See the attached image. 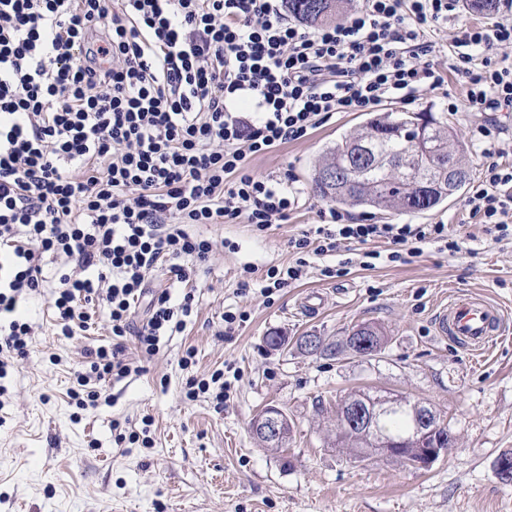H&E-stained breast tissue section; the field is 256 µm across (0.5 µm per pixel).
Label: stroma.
Returning <instances> with one entry per match:
<instances>
[{
    "mask_svg": "<svg viewBox=\"0 0 512 512\" xmlns=\"http://www.w3.org/2000/svg\"><path fill=\"white\" fill-rule=\"evenodd\" d=\"M483 14L466 10L448 17L433 39L430 64L443 72L444 90L421 88L413 102L384 103L383 112L429 110L446 118L466 140L471 180L485 159L472 130L492 120L512 139V112L449 111L448 96L463 97L461 76L452 69L453 40ZM365 115L339 112L302 140L280 144L249 158L257 175L292 171L302 191L291 219L264 233L246 223L197 224L214 242L209 261L185 283L195 296L182 333L144 360L145 371L108 384L106 400L86 410L68 391L81 368L83 347L107 342L99 308L81 335L66 338L54 325L51 297L63 259L45 257V280L21 303L34 334L25 358L10 368L0 397V512H512V482L501 481L498 458L512 452V330L476 359L452 341L437 339V308L477 294L512 317V245L484 235L465 207V193L446 207L422 212H372L380 224H459L470 234L468 251L451 254L427 244L413 263L352 265L346 276L322 270L354 257L345 243L333 255L311 258L303 277L260 292L270 267H287L289 239L319 222L327 203L312 188L327 145L355 132ZM256 269L249 293L238 290L244 266ZM323 297L318 314L305 315L309 292ZM242 311L244 322L226 329L225 311ZM371 323L385 336L373 355L324 359L295 347L307 334L347 336ZM287 335L290 347L273 350L269 332ZM195 353L190 370L179 361ZM223 370L228 397L215 410L207 396L185 397L189 375ZM365 389L403 395L429 404L455 437V444L428 467L415 469L374 455L361 460L325 442V425L336 400ZM269 405L287 410L294 439L287 455L260 447L250 435L252 417ZM148 430L151 447L117 442L113 422Z\"/></svg>",
    "mask_w": 512,
    "mask_h": 512,
    "instance_id": "35a3bbf8",
    "label": "stroma"
}]
</instances>
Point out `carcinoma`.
I'll return each instance as SVG.
<instances>
[{"label":"carcinoma","mask_w":512,"mask_h":512,"mask_svg":"<svg viewBox=\"0 0 512 512\" xmlns=\"http://www.w3.org/2000/svg\"><path fill=\"white\" fill-rule=\"evenodd\" d=\"M353 0H285L288 15L312 27L332 24L346 12ZM427 119L434 140L443 153L437 160L448 163L466 153V144L458 138L448 122L433 112H391L382 118L369 114L358 131L341 137L336 144L323 152L322 164L336 168L340 179L326 184L313 176L314 189L320 198L338 206H351L377 211L420 212L441 206L448 197L460 191L468 174L437 182L425 191V203L418 206L413 198L419 193L414 180L429 173L432 162L422 155L416 156L413 166H405L407 157L414 152L408 139L414 121ZM363 139L372 140L368 156L358 154V144ZM410 426L409 416L388 414L377 419L376 430L356 432L341 427L331 432L330 445L338 448H376L378 437L402 436Z\"/></svg>","instance_id":"1"}]
</instances>
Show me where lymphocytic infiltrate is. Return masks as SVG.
Returning a JSON list of instances; mask_svg holds the SVG:
<instances>
[{
  "label": "lymphocytic infiltrate",
  "instance_id": "lymphocytic-infiltrate-1",
  "mask_svg": "<svg viewBox=\"0 0 512 512\" xmlns=\"http://www.w3.org/2000/svg\"><path fill=\"white\" fill-rule=\"evenodd\" d=\"M503 6L456 39L465 98L449 111L512 109V60L472 65L476 51L512 46V0ZM459 7L366 0L340 23L306 29L276 0H120L113 11L105 0H0V381L27 350L32 327L17 311L39 288L47 254L68 265L52 303L61 335L85 330L90 303L112 333L111 344L83 351L87 367L70 391L77 408L141 373L126 338L155 355L194 311L192 293L149 285L158 262L175 284L208 260L212 241L190 225L242 218L262 233L297 208L294 175L257 176L248 156L303 139L335 113L442 88L425 61L429 35ZM241 102L252 116L237 112ZM507 155L496 150L466 198L497 243H512ZM318 217L314 234L291 239L294 265L268 269L273 287L345 242L364 245L367 268L411 263L427 243L454 254L466 244L446 224H364L333 208Z\"/></svg>",
  "mask_w": 512,
  "mask_h": 512
}]
</instances>
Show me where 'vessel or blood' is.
<instances>
[{
  "label": "vessel or blood",
  "mask_w": 512,
  "mask_h": 512,
  "mask_svg": "<svg viewBox=\"0 0 512 512\" xmlns=\"http://www.w3.org/2000/svg\"><path fill=\"white\" fill-rule=\"evenodd\" d=\"M433 328L439 339L452 340L469 353L481 354L504 333L506 318L501 308L484 297L470 295L441 307L433 316Z\"/></svg>",
  "instance_id": "obj_1"
}]
</instances>
